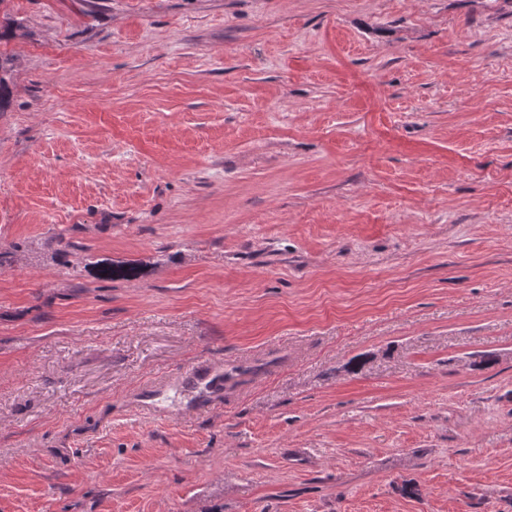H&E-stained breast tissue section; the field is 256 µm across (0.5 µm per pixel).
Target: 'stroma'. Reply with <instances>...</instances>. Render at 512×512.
I'll list each match as a JSON object with an SVG mask.
<instances>
[{
	"mask_svg": "<svg viewBox=\"0 0 512 512\" xmlns=\"http://www.w3.org/2000/svg\"><path fill=\"white\" fill-rule=\"evenodd\" d=\"M0 55V512H512V0H0Z\"/></svg>",
	"mask_w": 512,
	"mask_h": 512,
	"instance_id": "obj_1",
	"label": "stroma"
}]
</instances>
